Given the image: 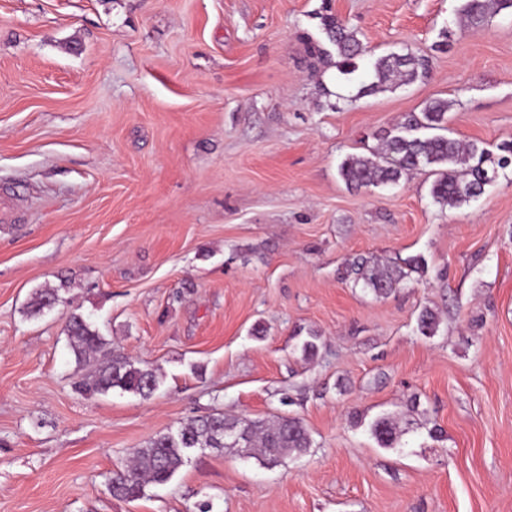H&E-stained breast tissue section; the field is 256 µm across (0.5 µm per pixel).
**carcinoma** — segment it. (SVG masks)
Returning <instances> with one entry per match:
<instances>
[{
	"label": "carcinoma",
	"mask_w": 512,
	"mask_h": 512,
	"mask_svg": "<svg viewBox=\"0 0 512 512\" xmlns=\"http://www.w3.org/2000/svg\"><path fill=\"white\" fill-rule=\"evenodd\" d=\"M465 22L475 29L483 28L497 16L512 17V0H463ZM324 40L307 39L306 54L311 67L327 63L343 75L359 69L358 60L370 54L351 29L334 14L321 17ZM428 72V60L407 49L390 52L368 62L371 81L360 88L362 94L410 85ZM449 103L433 99L420 113H411L382 137L379 148L368 155L352 154L339 166L345 184L351 188L397 185L413 171L431 169L434 180L431 195L444 207L456 208L484 193L496 181L499 172L512 166V141L497 146L498 153L475 143L464 144L441 134L447 129ZM425 269L420 255L397 257L379 264L365 257L348 262V275L377 297H387L411 273ZM65 303L57 288H43L34 293L27 315L39 316L46 310ZM439 321L425 308L418 317L421 335H436ZM66 331L69 346L77 364L87 367L75 388L87 395H105L115 389L142 397L158 389L156 369L138 365L112 347L99 330L82 314H67ZM382 448L400 447L406 430L393 416H380L370 427ZM211 448H235L249 458L267 465L305 454L311 440L302 422L296 418L272 423L247 422L227 418L221 413L209 414L180 425L176 431L153 437L147 446L132 451L131 465L112 474L108 489L113 496L135 500L150 484L168 482L185 463L191 451Z\"/></svg>",
	"instance_id": "carcinoma-1"
}]
</instances>
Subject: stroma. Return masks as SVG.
<instances>
[{"mask_svg":"<svg viewBox=\"0 0 512 512\" xmlns=\"http://www.w3.org/2000/svg\"><path fill=\"white\" fill-rule=\"evenodd\" d=\"M461 4L0 0V512H512V167L456 209L425 169L338 173L432 98L448 137L512 139V19L476 31ZM326 8L427 78L327 95L306 56ZM360 255L425 271L383 299L344 277ZM45 287L66 306L28 317ZM68 307L156 369L151 397L76 390ZM217 411L300 419L312 447L197 450L109 493L133 449ZM384 413L400 447L369 431Z\"/></svg>","mask_w":512,"mask_h":512,"instance_id":"obj_1","label":"stroma"}]
</instances>
